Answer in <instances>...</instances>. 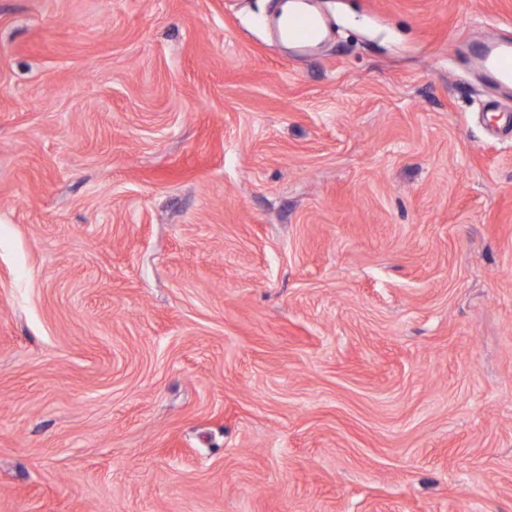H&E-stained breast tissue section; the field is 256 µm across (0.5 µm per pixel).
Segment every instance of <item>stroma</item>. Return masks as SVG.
I'll return each instance as SVG.
<instances>
[{
  "label": "stroma",
  "instance_id": "1",
  "mask_svg": "<svg viewBox=\"0 0 512 512\" xmlns=\"http://www.w3.org/2000/svg\"><path fill=\"white\" fill-rule=\"evenodd\" d=\"M0 0V512H512V0ZM307 3V0H282L273 25L283 41L310 47L323 36L325 23L321 17L306 10ZM480 70L495 83L512 87V41L500 37L483 39L475 47Z\"/></svg>",
  "mask_w": 512,
  "mask_h": 512
}]
</instances>
